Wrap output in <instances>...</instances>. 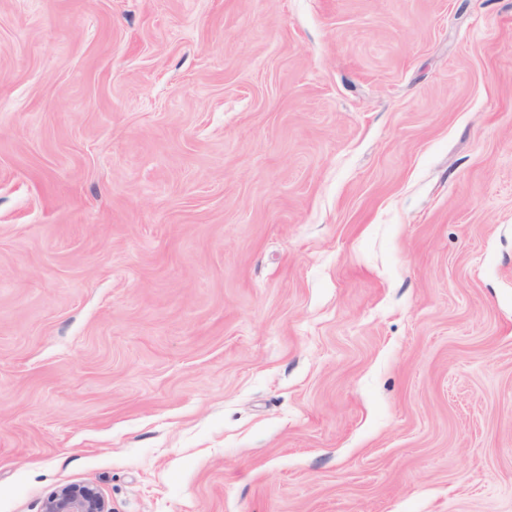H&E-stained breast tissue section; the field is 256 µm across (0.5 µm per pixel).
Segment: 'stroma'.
Returning a JSON list of instances; mask_svg holds the SVG:
<instances>
[{"label": "stroma", "mask_w": 512, "mask_h": 512, "mask_svg": "<svg viewBox=\"0 0 512 512\" xmlns=\"http://www.w3.org/2000/svg\"><path fill=\"white\" fill-rule=\"evenodd\" d=\"M512 512V0H0V512ZM105 500L94 488L63 487L51 494L43 512H107Z\"/></svg>", "instance_id": "obj_1"}]
</instances>
